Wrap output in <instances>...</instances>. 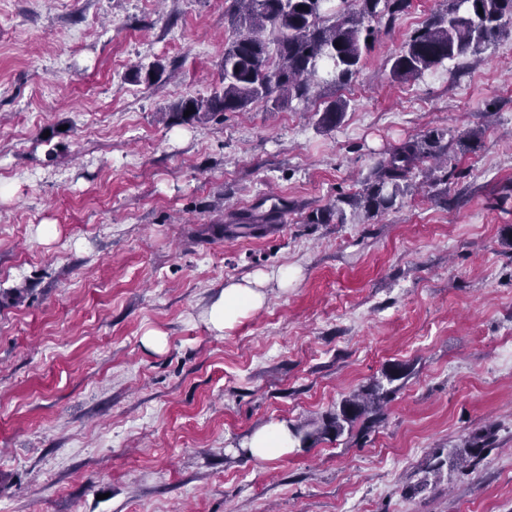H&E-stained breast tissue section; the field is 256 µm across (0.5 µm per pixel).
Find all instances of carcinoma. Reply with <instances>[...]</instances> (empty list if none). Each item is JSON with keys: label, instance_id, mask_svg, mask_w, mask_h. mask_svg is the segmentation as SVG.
Here are the masks:
<instances>
[{"label": "carcinoma", "instance_id": "1", "mask_svg": "<svg viewBox=\"0 0 512 512\" xmlns=\"http://www.w3.org/2000/svg\"><path fill=\"white\" fill-rule=\"evenodd\" d=\"M452 6L427 20L392 57L391 74L416 80L436 72L445 61L483 52L512 31V0H450ZM411 0H232L224 20L233 38L224 48L222 87L208 97H187L170 105L165 114L175 123H205L224 112H244L262 100L272 110L293 99L307 101L321 85L341 87L359 71L372 45V22L390 27ZM347 102H330L319 118L325 128L338 125ZM190 115H184V112ZM448 138L442 131L402 142L371 169L361 191L341 195L330 207L309 216L310 224L361 222L393 209L406 194L414 170L434 185L448 183ZM431 165L424 166L425 162ZM406 377L395 363L371 377L361 389L325 414L312 432L289 426L294 439H339L352 435L357 423L369 429L379 422L384 407ZM483 445L475 437L435 457L428 470L444 465L469 467Z\"/></svg>", "mask_w": 512, "mask_h": 512}]
</instances>
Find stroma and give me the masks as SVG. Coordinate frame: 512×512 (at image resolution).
<instances>
[{
  "mask_svg": "<svg viewBox=\"0 0 512 512\" xmlns=\"http://www.w3.org/2000/svg\"><path fill=\"white\" fill-rule=\"evenodd\" d=\"M230 2L0 0V512H512V36L396 80L448 6L412 0L344 89L166 122L220 87ZM436 129L480 133L450 149L447 187L309 223ZM276 201L262 236L222 233ZM262 273L263 307L214 332L224 285ZM391 363L408 375L366 434L241 456ZM476 435L472 469L426 480Z\"/></svg>",
  "mask_w": 512,
  "mask_h": 512,
  "instance_id": "stroma-1",
  "label": "stroma"
}]
</instances>
